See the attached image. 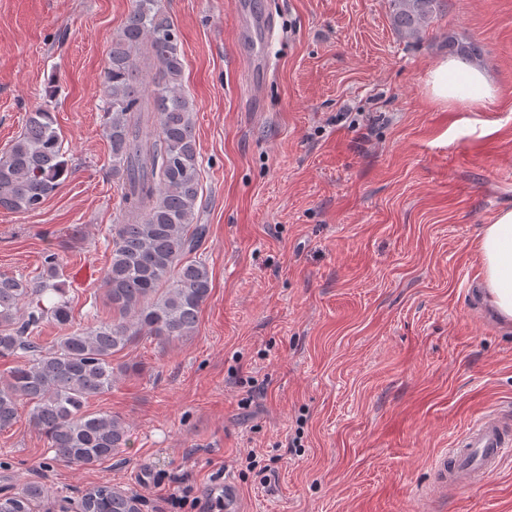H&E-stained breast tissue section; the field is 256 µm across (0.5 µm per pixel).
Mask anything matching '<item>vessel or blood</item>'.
<instances>
[{"label": "vessel or blood", "instance_id": "1", "mask_svg": "<svg viewBox=\"0 0 512 512\" xmlns=\"http://www.w3.org/2000/svg\"><path fill=\"white\" fill-rule=\"evenodd\" d=\"M512 456V429L500 412L484 414L444 449L434 465V488L446 494L471 488L495 473Z\"/></svg>", "mask_w": 512, "mask_h": 512}]
</instances>
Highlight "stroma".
Masks as SVG:
<instances>
[{
    "mask_svg": "<svg viewBox=\"0 0 512 512\" xmlns=\"http://www.w3.org/2000/svg\"><path fill=\"white\" fill-rule=\"evenodd\" d=\"M134 0H0V152L52 113L71 173L40 211L0 209V272L59 255L75 326L121 223L101 88ZM179 34L212 288L193 336L142 338L90 411L128 443L55 460L20 404L0 431V496L94 485L143 498L166 474L206 495L224 470L242 512H512V458L481 486L432 493L431 466L484 412L512 425V327L482 305L476 239L512 207V0H447L422 39L388 0H161ZM478 43L496 98L432 100L448 38ZM256 464H248V454ZM272 468L269 483L258 469Z\"/></svg>",
    "mask_w": 512,
    "mask_h": 512,
    "instance_id": "1",
    "label": "stroma"
}]
</instances>
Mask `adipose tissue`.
Instances as JSON below:
<instances>
[{
	"label": "adipose tissue",
	"mask_w": 512,
	"mask_h": 512,
	"mask_svg": "<svg viewBox=\"0 0 512 512\" xmlns=\"http://www.w3.org/2000/svg\"><path fill=\"white\" fill-rule=\"evenodd\" d=\"M426 85L436 102L471 105L492 100L496 88L487 73L454 59L436 61L426 73ZM484 288L490 305L503 322L512 321V209L499 212L478 238Z\"/></svg>",
	"instance_id": "obj_1"
}]
</instances>
